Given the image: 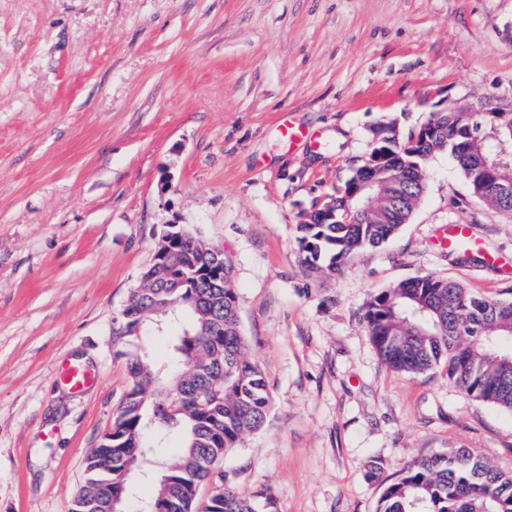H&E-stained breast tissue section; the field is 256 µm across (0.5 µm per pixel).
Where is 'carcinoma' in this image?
Returning a JSON list of instances; mask_svg holds the SVG:
<instances>
[{
	"label": "carcinoma",
	"mask_w": 512,
	"mask_h": 512,
	"mask_svg": "<svg viewBox=\"0 0 512 512\" xmlns=\"http://www.w3.org/2000/svg\"><path fill=\"white\" fill-rule=\"evenodd\" d=\"M501 112H433L448 129V149L471 192L497 212L512 214V168L497 147L512 143ZM445 151L427 144L425 157L399 151L395 162L411 172ZM425 188L413 177L385 221L365 220L359 207L338 197L336 218L298 225L305 264L333 275L367 247H376L409 222ZM171 263L144 269L120 313L121 335L134 348L130 386L112 429L86 459V481L69 512H113L144 473L147 495L140 512H266L260 502L218 486L202 508L198 486L224 456L259 431L272 399L261 368L250 358L241 329L232 268L192 229L172 243ZM224 280H219V272ZM365 323L380 358L391 368L424 374L445 363L448 379L468 396L512 411V301L477 296L460 283L423 275L377 293ZM179 435L177 458L168 440ZM377 512H512V474L495 470L469 448H450L414 460L383 491Z\"/></svg>",
	"instance_id": "1"
}]
</instances>
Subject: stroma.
Listing matches in <instances>:
<instances>
[{
	"label": "stroma",
	"mask_w": 512,
	"mask_h": 512,
	"mask_svg": "<svg viewBox=\"0 0 512 512\" xmlns=\"http://www.w3.org/2000/svg\"><path fill=\"white\" fill-rule=\"evenodd\" d=\"M486 102L512 110V0H0V512H68L128 388L120 312L165 223L233 267L272 397L219 466L274 512H375L411 461L466 447L512 473V412L443 369L388 367L370 297L422 275L512 301V216L430 158L410 221L326 276L297 226L371 132ZM293 121L315 143L288 145ZM479 248L448 253L440 225ZM100 382L81 393L57 369ZM435 243L442 250L453 251L461 246H477L472 228L468 224H444L437 232ZM62 378L74 390H82L100 380L81 363H69L64 367Z\"/></svg>",
	"instance_id": "stroma-1"
}]
</instances>
